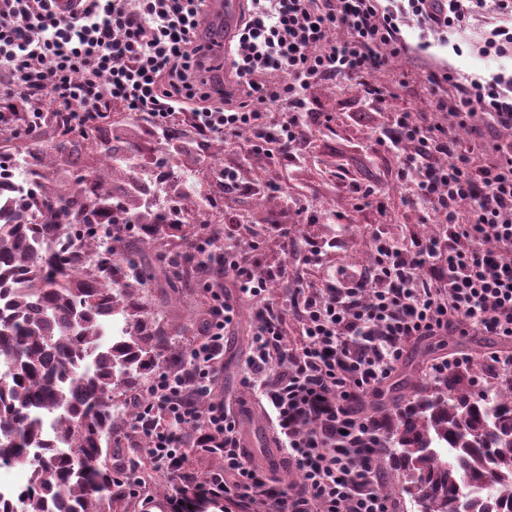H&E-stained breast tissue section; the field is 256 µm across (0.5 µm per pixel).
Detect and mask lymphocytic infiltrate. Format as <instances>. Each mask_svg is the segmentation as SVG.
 <instances>
[{
  "label": "lymphocytic infiltrate",
  "mask_w": 512,
  "mask_h": 512,
  "mask_svg": "<svg viewBox=\"0 0 512 512\" xmlns=\"http://www.w3.org/2000/svg\"><path fill=\"white\" fill-rule=\"evenodd\" d=\"M207 0H79L60 15L55 0H0V126L36 131L34 102L64 106L80 130L102 103L149 126L160 142L186 127L206 142L248 144L278 183L299 166L315 127L332 113L313 112L314 88L354 83L370 107L388 88L372 82L404 54L407 20L449 39L483 11L490 27L476 45L486 58L512 57V0H245L236 34L223 52L229 82L214 80L210 44L199 35ZM448 84L427 112H395L374 143L398 161L404 207L440 234L398 238L373 233V262L339 265L340 242L297 240L282 224L278 257L240 246L244 215L235 201L251 189L238 167L224 170V223L211 232L213 261L202 269L209 303L192 367L159 373L135 417L147 439L144 465L164 474L171 492L163 512H392L378 489L368 446L378 430L353 405L392 375L406 346L432 336L512 338V72L461 80L452 69L424 76ZM474 132L462 141L460 130ZM301 224H343L307 193H282ZM301 255L322 276L291 275ZM286 283L282 299L269 295ZM256 302L244 383L275 425L299 482L285 485L241 447L234 414L217 398L224 334L239 299ZM301 340L284 342L287 317ZM220 459L198 475L189 449Z\"/></svg>",
  "instance_id": "lymphocytic-infiltrate-1"
}]
</instances>
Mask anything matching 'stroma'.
<instances>
[{"instance_id": "obj_1", "label": "stroma", "mask_w": 512, "mask_h": 512, "mask_svg": "<svg viewBox=\"0 0 512 512\" xmlns=\"http://www.w3.org/2000/svg\"><path fill=\"white\" fill-rule=\"evenodd\" d=\"M483 27L482 18L472 19L468 28L455 39L454 45L444 46L434 32L419 29L416 24L404 27L403 34L412 51L408 55L392 60L390 65L375 73L376 82L396 89L397 95L391 98L386 112L425 111L434 97L431 87L419 81L418 75L427 70L452 68L462 73L489 74L502 68L512 67L507 59L480 60L474 51V44ZM429 43L428 51H420L419 43ZM408 80V92H400L397 86L401 80ZM316 105L333 114L329 128L320 134L314 154L315 163L303 165L288 173L286 181L289 190L302 189L317 192L320 200L332 201L333 195L326 182L328 171L336 165H344L349 171H356L358 164H366L371 170L372 180L388 183L389 188L381 196L378 205L363 211H355L349 200H341L343 210L352 214L351 224L345 225L342 232V246L335 255L336 262L357 263L370 250V234L374 231L385 235L401 236L413 233L414 225L401 223L404 214L401 192L393 184V170L396 159L390 154L376 149L370 139L373 125L382 123L383 114L371 112L358 100L356 93L341 92L338 86H324L313 91ZM146 302L155 316L170 325L183 328L181 345L189 347L201 334V324L197 320L200 310L208 306L202 289H171L163 282H155L146 294ZM256 305L244 303L240 308L238 329L224 339V368L218 384V391L225 405L240 421L243 443L256 460L265 466L287 472L277 447L275 429L264 415L253 393L243 384V365L248 355V328L255 321ZM479 347L471 336H436L407 346L406 352L387 383L388 388L403 387L408 366L421 363H435L437 360L478 359Z\"/></svg>"}]
</instances>
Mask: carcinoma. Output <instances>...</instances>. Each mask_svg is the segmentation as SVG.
<instances>
[{"label":"carcinoma","instance_id":"1","mask_svg":"<svg viewBox=\"0 0 512 512\" xmlns=\"http://www.w3.org/2000/svg\"><path fill=\"white\" fill-rule=\"evenodd\" d=\"M137 128L112 123L71 132L55 116L48 138L28 137L17 149L67 176L33 171L24 193L0 176V199L11 216L0 220V462L25 457L26 485L0 512H106L121 498L116 473L99 465L112 439L116 398L140 389L159 370L191 366L190 350L145 303L147 288L163 274L176 289L193 282L203 259L191 242L208 224L166 222L141 201L131 170L106 162L139 152ZM102 161L87 173L91 151ZM177 168L194 162L181 135L168 146ZM76 224H101L110 245L87 272L82 254L93 238L71 240ZM65 246L45 258L39 242ZM164 250L155 269L140 262L145 247ZM120 316L122 334L103 339ZM492 377L487 361L449 365L430 379L416 377L412 396L397 394L375 408L381 426L374 461H387L420 512H512V375L478 387L477 371ZM475 486L494 498L469 493Z\"/></svg>","mask_w":512,"mask_h":512}]
</instances>
